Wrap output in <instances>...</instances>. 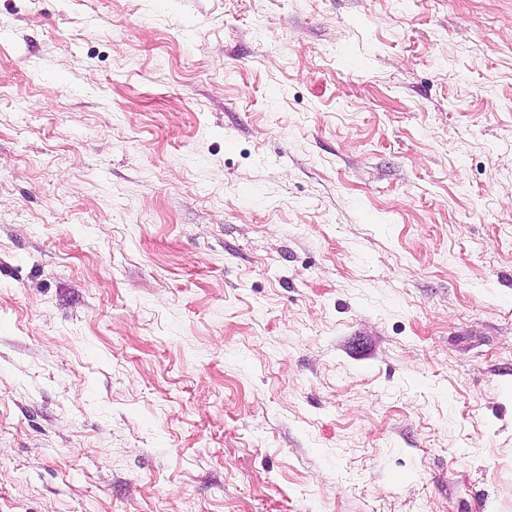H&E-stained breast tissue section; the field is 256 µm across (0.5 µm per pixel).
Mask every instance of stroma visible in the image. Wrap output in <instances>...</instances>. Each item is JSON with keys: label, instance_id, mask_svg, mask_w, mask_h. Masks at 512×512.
Returning a JSON list of instances; mask_svg holds the SVG:
<instances>
[{"label": "stroma", "instance_id": "stroma-1", "mask_svg": "<svg viewBox=\"0 0 512 512\" xmlns=\"http://www.w3.org/2000/svg\"><path fill=\"white\" fill-rule=\"evenodd\" d=\"M0 512H512V0H0Z\"/></svg>", "mask_w": 512, "mask_h": 512}]
</instances>
